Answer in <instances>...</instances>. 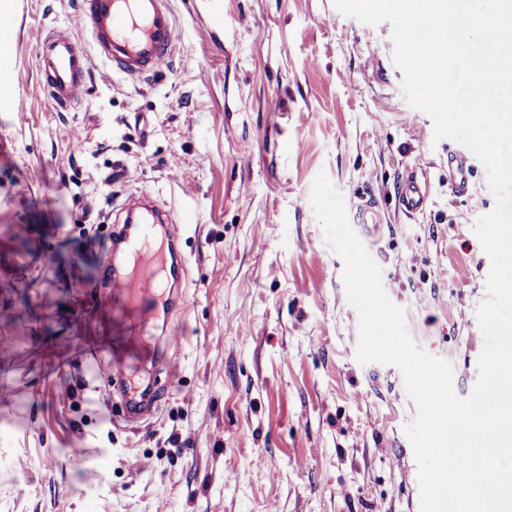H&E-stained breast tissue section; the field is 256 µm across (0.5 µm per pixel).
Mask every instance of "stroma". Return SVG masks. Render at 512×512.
Returning <instances> with one entry per match:
<instances>
[{
	"label": "stroma",
	"mask_w": 512,
	"mask_h": 512,
	"mask_svg": "<svg viewBox=\"0 0 512 512\" xmlns=\"http://www.w3.org/2000/svg\"><path fill=\"white\" fill-rule=\"evenodd\" d=\"M11 75L0 99V246L50 244L21 279L0 275V512H421L415 415L392 365L356 359L344 263L310 203L326 173L347 208L378 199L368 249L413 342L450 361L467 396L483 347L476 307L490 259L473 232L495 198L483 165L448 188L432 118L406 102L390 23L333 0H171L181 41L162 76L134 83L91 61L86 99L53 108L41 78L51 29L88 44L75 0H0ZM426 177L410 215L399 187ZM174 217L188 276L152 352L114 313H86L129 197ZM123 341L128 376L164 387L127 422L103 400L89 344ZM178 377L167 383V368Z\"/></svg>",
	"instance_id": "obj_1"
}]
</instances>
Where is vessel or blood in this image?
Masks as SVG:
<instances>
[{"label": "vessel or blood", "instance_id": "vessel-or-blood-1", "mask_svg": "<svg viewBox=\"0 0 512 512\" xmlns=\"http://www.w3.org/2000/svg\"><path fill=\"white\" fill-rule=\"evenodd\" d=\"M78 11L88 25L90 47L63 35L50 36L44 46L42 81L56 107L68 109L83 101L91 58L105 62L113 73L144 80L161 72L181 46L171 0H79ZM472 171L471 153H449L448 186L454 192L467 191ZM399 198L407 213L422 212L428 187L408 176ZM157 222L156 216H147L134 233L123 234L127 264L114 270L107 295L92 296L89 302L95 313L124 309L143 336L157 328L166 300L180 298L188 274L184 260L170 255L168 243L157 237ZM353 228L363 245L379 239L382 219L374 197L357 206ZM40 253L37 247L25 253L0 249V270L21 276Z\"/></svg>", "mask_w": 512, "mask_h": 512}]
</instances>
